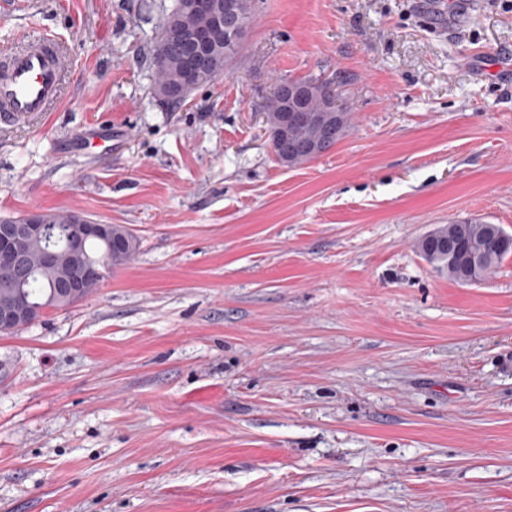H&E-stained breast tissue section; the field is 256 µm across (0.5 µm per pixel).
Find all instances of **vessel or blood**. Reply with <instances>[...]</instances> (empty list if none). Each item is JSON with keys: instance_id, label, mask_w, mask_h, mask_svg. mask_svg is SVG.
Masks as SVG:
<instances>
[{"instance_id": "b4317fda", "label": "vessel or blood", "mask_w": 512, "mask_h": 512, "mask_svg": "<svg viewBox=\"0 0 512 512\" xmlns=\"http://www.w3.org/2000/svg\"><path fill=\"white\" fill-rule=\"evenodd\" d=\"M74 75L69 54L50 32L21 33L0 45V127L56 111Z\"/></svg>"}]
</instances>
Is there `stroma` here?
<instances>
[{
  "label": "stroma",
  "mask_w": 512,
  "mask_h": 512,
  "mask_svg": "<svg viewBox=\"0 0 512 512\" xmlns=\"http://www.w3.org/2000/svg\"><path fill=\"white\" fill-rule=\"evenodd\" d=\"M175 0H0L62 37L64 103L0 130V216L70 210L142 247L0 333V512H512V255L449 280L416 241L512 234V0L440 32L417 0H255L241 55L172 107ZM352 114L277 161L278 80ZM167 49L166 41L157 44L154 60L155 67L163 62L168 52ZM189 59L187 48L184 45H177L172 48L167 61L162 66L157 67L156 70V82L153 89L157 97L162 90H168L172 93L176 92L183 83L176 96L181 100H186L189 97L196 86L194 81L185 82L188 75ZM158 98L168 105L176 106L182 104L173 95H169L167 98Z\"/></svg>",
  "instance_id": "35a3bbf8"
}]
</instances>
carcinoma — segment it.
Segmentation results:
<instances>
[{
  "mask_svg": "<svg viewBox=\"0 0 512 512\" xmlns=\"http://www.w3.org/2000/svg\"><path fill=\"white\" fill-rule=\"evenodd\" d=\"M236 4L235 21L247 27L251 26L254 16V0H234ZM209 23L208 14L203 11H192L182 15V26L187 31L196 30ZM245 39H238L230 31L209 51L203 60L204 68L214 75L221 76L224 69L242 52ZM189 56L187 48L177 45L172 48L167 61L157 67L154 94L164 90L171 95L163 99L168 105H178L173 93L185 82L188 75ZM266 124L271 149L276 158H280L286 166H299L308 163L321 154L329 151L341 140L351 124V113L348 111L336 114L326 112L328 134L320 151L311 152L305 145L319 137V127L312 123H298L288 126V142L283 143L279 133L284 126L286 113L283 112V98L280 90H275L265 105ZM44 215L48 223L54 226V232L45 242L26 249V263L30 273L26 278L17 277L16 273L4 267L0 268V305L2 304H36L41 309L63 308L65 304L58 299L57 286L67 277L70 265L67 259H60L52 269H43L39 264L40 253L52 248L66 253L65 225L70 223L75 212L46 210ZM114 235L120 247L110 251V244L101 239H90L84 245V252L92 255L97 249L101 255L112 253V266H123L136 258L141 248L140 238L127 226L117 224ZM454 243L460 246L458 255L448 254L447 245ZM420 255L430 264L448 273V279L470 284L482 281L493 274L502 261L512 255V235L499 224H490L478 220H460L452 224L434 227L416 243ZM477 253L486 260L487 269L474 268L469 263V255Z\"/></svg>",
  "mask_w": 512,
  "mask_h": 512,
  "instance_id": "obj_1",
  "label": "carcinoma"
}]
</instances>
